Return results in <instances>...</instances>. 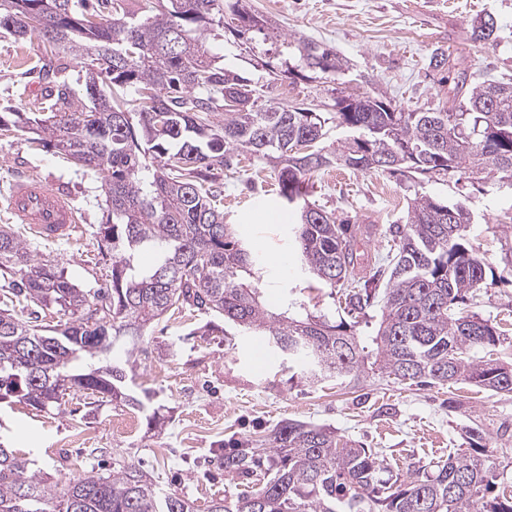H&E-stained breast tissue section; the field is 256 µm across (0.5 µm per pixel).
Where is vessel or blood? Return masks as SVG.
Segmentation results:
<instances>
[{
    "label": "vessel or blood",
    "instance_id": "b4317fda",
    "mask_svg": "<svg viewBox=\"0 0 512 512\" xmlns=\"http://www.w3.org/2000/svg\"><path fill=\"white\" fill-rule=\"evenodd\" d=\"M8 212L17 223L48 241L72 238L78 230V210L52 181L19 179L7 196Z\"/></svg>",
    "mask_w": 512,
    "mask_h": 512
}]
</instances>
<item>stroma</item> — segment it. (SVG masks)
Segmentation results:
<instances>
[{
  "mask_svg": "<svg viewBox=\"0 0 512 512\" xmlns=\"http://www.w3.org/2000/svg\"><path fill=\"white\" fill-rule=\"evenodd\" d=\"M287 37L318 40L345 62L341 86L319 79L274 80L232 34L208 40L225 68L268 83L271 95L298 103H332L336 89L393 100L405 111L442 107L459 69L431 71L428 56L441 46L462 56L468 78L512 82V0H249ZM493 14L500 26L492 44L470 39L474 21ZM45 52L39 37H0V106L37 111L44 84L30 73ZM0 194L17 176L53 179L82 215L72 239L48 242L21 232L32 255L51 260L87 296L111 284V259L103 258L96 230L105 195L96 172L54 150L33 143L30 133L6 113L0 117ZM210 181L224 199L226 223L238 225L264 267L260 283L272 311L293 300L316 315L344 320L338 295L308 279L296 259L293 214L276 200L277 183L262 161L241 154L236 174L214 167ZM308 201L336 215L357 217L377 229L361 241L368 267L390 249L389 225L403 223L410 198L425 193L464 204L471 216L469 238L494 273L473 312L489 319L502 335L498 351L512 355V181L478 180L456 171L421 183L331 164L306 184ZM288 260L286 269L273 265ZM212 323L210 335L198 327ZM255 337L224 341V320L213 314L182 312L154 323L136 352L134 383L147 391L161 424L149 429L147 415L125 407L90 403L85 393L66 396L64 405L42 412L0 402V443L24 454L53 485L113 464L139 461L160 486L193 500L197 512L210 501L243 489L247 480L219 467L224 446L256 431L293 419L335 429L378 452L394 470L423 469L468 448V428H479L499 472V486H512V395L469 384L409 386L374 375L357 383L313 386L301 370L282 365L274 353L264 364L253 355Z\"/></svg>",
  "mask_w": 512,
  "mask_h": 512,
  "instance_id": "obj_1",
  "label": "stroma"
}]
</instances>
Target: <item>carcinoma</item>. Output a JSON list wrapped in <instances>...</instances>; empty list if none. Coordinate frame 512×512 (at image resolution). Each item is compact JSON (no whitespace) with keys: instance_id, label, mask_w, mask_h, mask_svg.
I'll return each instance as SVG.
<instances>
[{"instance_id":"obj_1","label":"carcinoma","mask_w":512,"mask_h":512,"mask_svg":"<svg viewBox=\"0 0 512 512\" xmlns=\"http://www.w3.org/2000/svg\"><path fill=\"white\" fill-rule=\"evenodd\" d=\"M230 33L274 79L296 82L316 74L336 81L343 64L330 47L289 40L247 0H157L155 14L128 16L122 0H0V32L16 41L42 36L53 21L49 55L38 74L50 79L39 111L15 112L34 141L94 170L105 194L99 248L112 256V285L92 304L49 260L33 258L20 237L0 229V399L35 409L60 408L84 392L143 411L126 366L96 364L120 345H137L171 310L217 312L241 335L266 339L273 352L305 363L312 384L379 373L400 382L438 386L469 383L512 393V362L473 355L499 341L490 320L469 312L486 287L488 262L467 238L471 218L459 202L422 193L385 269L360 275V227L305 200L306 178L337 160L410 180L464 167L512 179V82L487 79L458 107L404 112L368 95L337 94L333 111L317 112L268 96L240 73L224 68L205 44V32ZM492 14L479 18L470 40L497 41ZM74 57L85 71V98L67 79ZM224 112V120L215 113ZM350 135L327 146L326 125ZM246 152L268 164L283 209L299 216L296 242L307 271L339 288L351 318L380 307L372 349L348 323L324 316L277 314L255 280L262 267L235 225L224 223L220 193L207 179L216 164L232 170ZM151 176H145V173ZM158 246L153 267L138 252ZM21 299L33 316L15 313ZM54 305L61 327L39 323L37 310ZM471 448L427 472L383 477L372 448L323 426L282 420L254 439L224 449V473L258 483L211 502L208 512H512V494H493L498 474L477 428ZM29 460L0 444V512H194L176 492H164L139 464L122 463L104 477L90 472L56 490L30 472Z\"/></svg>"}]
</instances>
